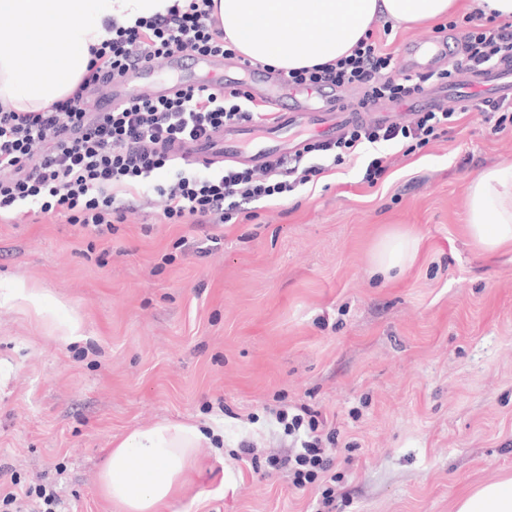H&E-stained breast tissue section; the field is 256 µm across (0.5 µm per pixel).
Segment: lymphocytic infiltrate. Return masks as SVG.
<instances>
[{"label": "lymphocytic infiltrate", "instance_id": "1", "mask_svg": "<svg viewBox=\"0 0 512 512\" xmlns=\"http://www.w3.org/2000/svg\"><path fill=\"white\" fill-rule=\"evenodd\" d=\"M463 53L450 68L429 74H394L391 53L365 35L350 55L312 67L281 72L291 85L358 88L364 111L413 99L434 82L459 84L475 73L512 60V21L473 13L448 21ZM109 35L90 46L87 70L71 93L33 112H18L0 102V220L16 218L23 206L65 218L99 235L114 233L127 211L155 206L166 224H233L253 219L256 202L287 197L344 163L364 145L403 144L406 153L451 133L463 114L476 111L494 131L512 128V100L463 94L448 106L413 111L405 122L354 119L333 142L308 136L297 157L279 158L264 168L235 165L199 167L182 163L175 150L224 126L266 123L272 109L255 103L242 88L202 85L165 98L142 91L112 107L105 98L114 77L139 67L162 66L174 53L227 58L238 52L224 37L214 0H173L166 12L125 26L111 23ZM172 175L151 184L161 169ZM294 453L269 455L270 468L288 470L295 487L326 476L332 466L322 446L318 413H275Z\"/></svg>", "mask_w": 512, "mask_h": 512}]
</instances>
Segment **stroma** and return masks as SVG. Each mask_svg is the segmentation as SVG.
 <instances>
[{"instance_id":"1","label":"stroma","mask_w":512,"mask_h":512,"mask_svg":"<svg viewBox=\"0 0 512 512\" xmlns=\"http://www.w3.org/2000/svg\"><path fill=\"white\" fill-rule=\"evenodd\" d=\"M362 181L360 154L254 220L221 227L127 213L99 238L43 215L0 223V489L52 484L64 512H116L114 443L163 420L224 432L165 512H316L324 482L269 471L304 406L336 433L331 512H453L512 475V252L462 233L470 181L512 164V130L478 114ZM420 239L399 276L375 242ZM24 283L41 309L13 300ZM80 320L72 338L67 317ZM256 460H241L242 443Z\"/></svg>"}]
</instances>
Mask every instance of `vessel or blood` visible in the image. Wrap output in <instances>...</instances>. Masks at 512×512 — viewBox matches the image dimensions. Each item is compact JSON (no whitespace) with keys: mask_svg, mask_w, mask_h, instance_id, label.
<instances>
[{"mask_svg":"<svg viewBox=\"0 0 512 512\" xmlns=\"http://www.w3.org/2000/svg\"><path fill=\"white\" fill-rule=\"evenodd\" d=\"M409 51L408 69L428 74L436 64L455 55L457 48L451 40L429 38L412 44ZM169 67L177 76L192 68L217 69L225 75L234 74L247 83L252 94L279 108L274 123L261 127L250 123L228 126L212 133L209 139L177 148V156L189 163L261 168L275 158L301 153L304 133L311 132L326 140L336 139L355 117L342 91L288 88L265 76L259 69L245 67L235 59L197 56L188 61L173 57L169 60ZM143 89L161 95L169 92L170 85L154 81L151 69H133L113 81L112 101L120 103ZM461 90L484 98H512V63L504 62L465 75Z\"/></svg>","mask_w":512,"mask_h":512,"instance_id":"1","label":"vessel or blood"}]
</instances>
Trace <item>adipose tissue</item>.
<instances>
[{"label":"adipose tissue","mask_w":512,"mask_h":512,"mask_svg":"<svg viewBox=\"0 0 512 512\" xmlns=\"http://www.w3.org/2000/svg\"><path fill=\"white\" fill-rule=\"evenodd\" d=\"M235 49L263 65L292 70L346 54L379 20L393 26L448 18L458 0H214ZM312 48H302L303 38ZM464 235L484 253L512 250V168L491 166L470 183ZM418 241L407 232L383 236L372 249L374 272L409 266ZM207 438L197 425L160 422L115 444L100 473L104 495L121 512H163L191 478L195 450ZM455 512H512V476L464 490Z\"/></svg>","instance_id":"ef3b65f1"}]
</instances>
